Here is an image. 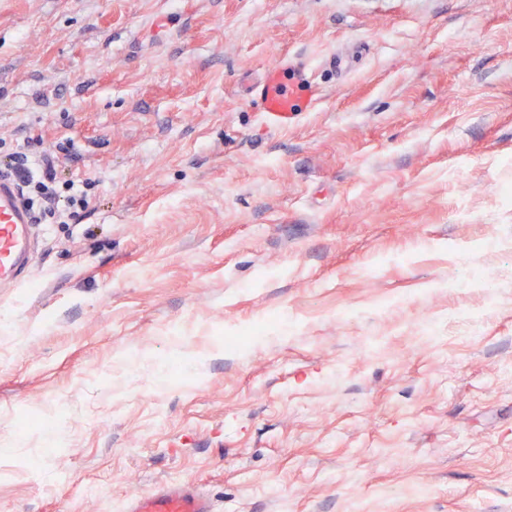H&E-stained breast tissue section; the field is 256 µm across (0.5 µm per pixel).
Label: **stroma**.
I'll list each match as a JSON object with an SVG mask.
<instances>
[{
  "label": "stroma",
  "mask_w": 512,
  "mask_h": 512,
  "mask_svg": "<svg viewBox=\"0 0 512 512\" xmlns=\"http://www.w3.org/2000/svg\"><path fill=\"white\" fill-rule=\"evenodd\" d=\"M281 60L324 97L276 127L249 89ZM23 144L90 205L0 289V512L177 478L219 512H512V0H0Z\"/></svg>",
  "instance_id": "35a3bbf8"
}]
</instances>
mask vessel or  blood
<instances>
[{
	"instance_id": "1",
	"label": "vessel or blood",
	"mask_w": 512,
	"mask_h": 512,
	"mask_svg": "<svg viewBox=\"0 0 512 512\" xmlns=\"http://www.w3.org/2000/svg\"><path fill=\"white\" fill-rule=\"evenodd\" d=\"M253 93L267 121L280 127L287 125L289 113L311 110L323 96L318 85L289 84L286 71L278 65L263 72ZM34 222L13 178L0 173V288L28 279ZM122 512H216V507L193 482L169 481L132 491L123 502Z\"/></svg>"
}]
</instances>
